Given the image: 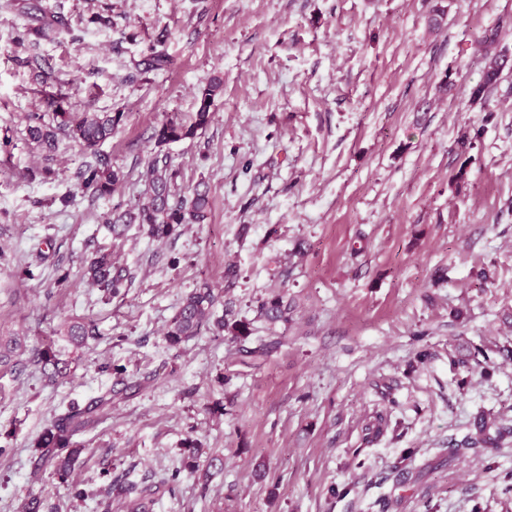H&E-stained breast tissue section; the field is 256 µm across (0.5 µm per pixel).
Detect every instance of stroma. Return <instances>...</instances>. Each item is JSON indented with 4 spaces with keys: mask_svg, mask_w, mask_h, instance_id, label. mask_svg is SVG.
Returning a JSON list of instances; mask_svg holds the SVG:
<instances>
[{
    "mask_svg": "<svg viewBox=\"0 0 512 512\" xmlns=\"http://www.w3.org/2000/svg\"><path fill=\"white\" fill-rule=\"evenodd\" d=\"M42 8L66 28L18 43ZM504 50L512 0H0V343H21L0 363V512H127L109 483L177 467L152 512H512V442L448 455L479 414L512 419V69L472 96ZM214 76L210 125L156 146ZM48 93L123 120L97 152L63 139L44 157L26 116ZM97 153L124 175L99 199L79 178ZM159 153L182 187L207 185V223L113 237L104 216L138 202ZM102 246L131 274L109 300L83 279ZM204 281L248 337L169 345ZM89 319L97 336L73 346L68 324ZM47 347L71 363L53 384L33 361ZM107 391L61 481L36 438Z\"/></svg>",
    "mask_w": 512,
    "mask_h": 512,
    "instance_id": "1",
    "label": "stroma"
}]
</instances>
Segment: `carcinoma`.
<instances>
[{
  "mask_svg": "<svg viewBox=\"0 0 512 512\" xmlns=\"http://www.w3.org/2000/svg\"><path fill=\"white\" fill-rule=\"evenodd\" d=\"M62 27L63 19L60 16L52 21H43L24 31L18 37V42H24L31 34L40 39L53 40ZM511 64L512 58L506 54L491 57L481 82L473 90V98H483L487 90L498 82L503 70ZM222 89V81L218 78L201 87L197 95L196 112L187 118L174 115L158 124L153 132L155 143L162 146L195 137L198 130L207 127L212 121L214 100ZM47 106L53 110V123H45L40 113L32 112L28 115V133L30 139L49 156L56 151L61 136L94 152L112 135V131L123 119L121 112H67L63 108V100L53 96L47 98ZM149 168L150 178L138 204L132 209L114 212L107 217L106 223L113 236L120 237L127 226L137 224L150 238L163 240L173 235L183 224L205 223L210 213V198L204 184L196 185L188 194L182 192L177 183L178 170L172 168L164 156H154ZM79 178L83 192L100 198L112 194L123 181L124 175L112 169L109 161L97 154L95 162L84 164V168L79 171ZM83 278L104 297L110 298L128 287L130 274L113 260L111 250L100 247L86 261ZM217 301L218 297L207 284L190 293L165 332L169 344L177 346L199 335L201 329L210 324L212 309ZM261 311L268 319L277 321L285 318L288 307L283 305L282 299L273 298L261 304ZM68 335L76 345H83L88 337L94 335V326L86 322H73L68 326ZM36 362L50 383L70 373L69 361L58 358L48 348L36 353ZM111 402L112 399L102 396L84 408L77 404L69 406L64 413L53 419L36 440L40 461L52 465L60 479L70 476L81 453L74 438L98 423ZM509 437H512V424L481 414L474 421V431L460 440L448 441V456H457L463 450L498 448Z\"/></svg>",
  "mask_w": 512,
  "mask_h": 512,
  "instance_id": "carcinoma-1",
  "label": "carcinoma"
}]
</instances>
